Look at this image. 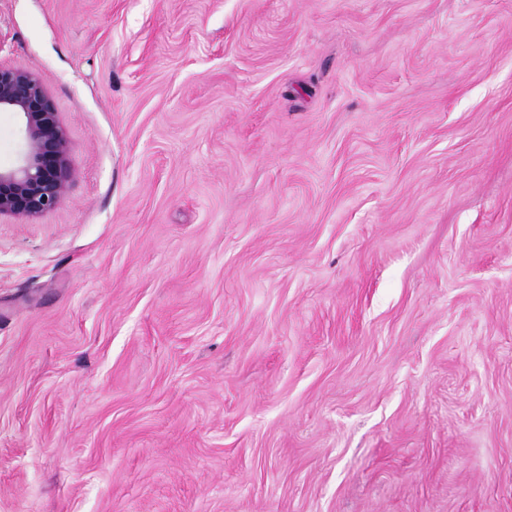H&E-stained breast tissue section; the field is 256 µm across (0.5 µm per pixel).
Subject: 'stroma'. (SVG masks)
I'll list each match as a JSON object with an SVG mask.
<instances>
[{"label": "stroma", "mask_w": 512, "mask_h": 512, "mask_svg": "<svg viewBox=\"0 0 512 512\" xmlns=\"http://www.w3.org/2000/svg\"><path fill=\"white\" fill-rule=\"evenodd\" d=\"M71 145L0 218V512H512V0H0Z\"/></svg>", "instance_id": "35a3bbf8"}]
</instances>
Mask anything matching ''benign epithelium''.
<instances>
[{"mask_svg":"<svg viewBox=\"0 0 512 512\" xmlns=\"http://www.w3.org/2000/svg\"><path fill=\"white\" fill-rule=\"evenodd\" d=\"M2 108L20 114L25 145L18 164L0 171V216L37 217L62 200L71 176V145L34 74L0 66Z\"/></svg>","mask_w":512,"mask_h":512,"instance_id":"1","label":"benign epithelium"}]
</instances>
